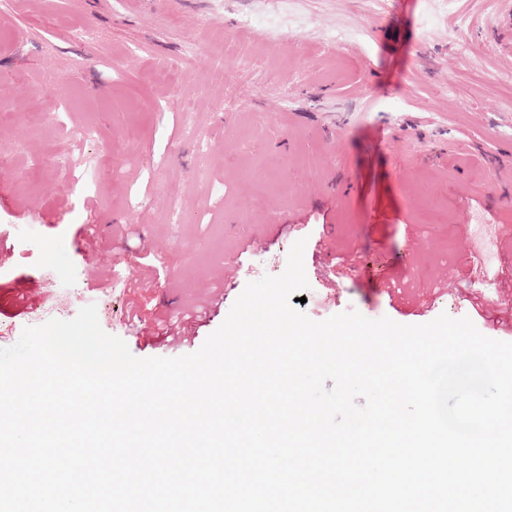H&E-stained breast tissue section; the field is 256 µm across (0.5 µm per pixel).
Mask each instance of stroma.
I'll return each instance as SVG.
<instances>
[{
  "instance_id": "1",
  "label": "stroma",
  "mask_w": 512,
  "mask_h": 512,
  "mask_svg": "<svg viewBox=\"0 0 512 512\" xmlns=\"http://www.w3.org/2000/svg\"><path fill=\"white\" fill-rule=\"evenodd\" d=\"M509 15L512 0H18L0 13V348L93 304L135 357L193 353L300 239L312 320L446 314L512 342L492 302L512 238ZM258 235L268 251L246 253ZM92 241L139 262L91 268ZM346 258L361 272L329 292ZM389 280L424 308H398ZM216 286L223 307L167 339L163 320Z\"/></svg>"
}]
</instances>
